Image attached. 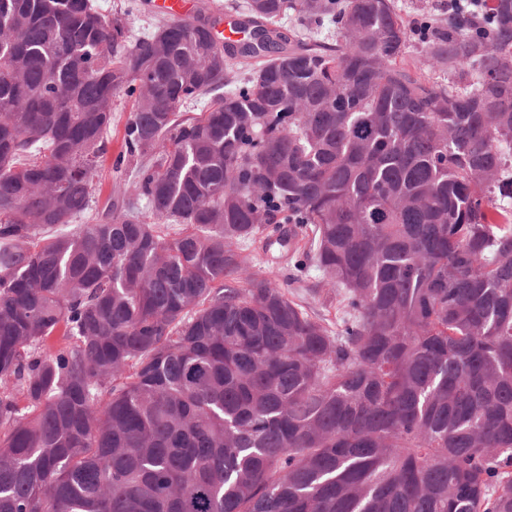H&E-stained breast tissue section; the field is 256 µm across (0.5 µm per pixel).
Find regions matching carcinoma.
<instances>
[{
  "mask_svg": "<svg viewBox=\"0 0 512 512\" xmlns=\"http://www.w3.org/2000/svg\"><path fill=\"white\" fill-rule=\"evenodd\" d=\"M494 10L421 20L445 83L395 0H209L138 38L92 0H0V512H512ZM280 224L288 277L242 280ZM132 102L125 96L121 95L116 97L115 100V122L112 125V130L108 134L107 151L102 156L99 162V180L98 190L95 195L97 209L101 211L104 209L107 198L111 191V183L113 186L112 165L116 157L124 151V145L121 136V128L126 120Z\"/></svg>",
  "mask_w": 512,
  "mask_h": 512,
  "instance_id": "1",
  "label": "carcinoma"
}]
</instances>
